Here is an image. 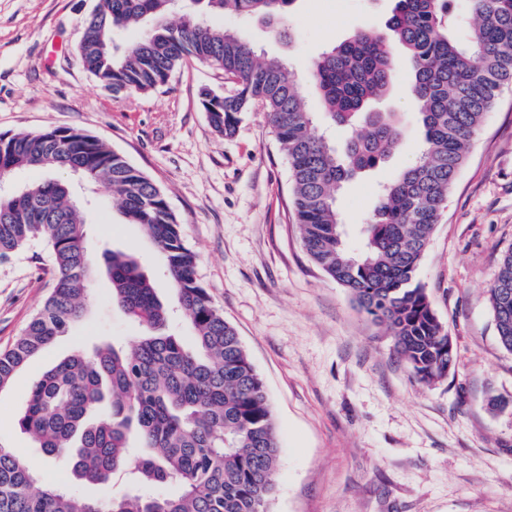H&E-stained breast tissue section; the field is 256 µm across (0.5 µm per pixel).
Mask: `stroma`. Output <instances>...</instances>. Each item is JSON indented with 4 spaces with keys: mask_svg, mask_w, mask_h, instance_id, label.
Masks as SVG:
<instances>
[{
    "mask_svg": "<svg viewBox=\"0 0 512 512\" xmlns=\"http://www.w3.org/2000/svg\"><path fill=\"white\" fill-rule=\"evenodd\" d=\"M395 0H295L282 24L294 42L240 16L220 22L268 58L288 61L312 111L311 61L362 27L383 29ZM95 0H0V134L73 128L119 151L165 192L197 257L196 274L237 330L268 390L279 464L267 512H512V353L497 338L487 290L512 248V87L504 88L449 194L417 278L460 355L455 374L419 383L390 336L307 256L291 205L288 161L265 112L235 135L209 125L199 102L228 92L221 73L193 62L160 91L116 101L77 58L79 26ZM377 110L398 113L404 145L351 182L341 201L357 247L380 183L412 165L422 133L402 89ZM89 211L97 249H132L162 271L142 229L104 189ZM40 242L0 261V351L53 289ZM140 329L96 275L85 320L58 336L0 391V445L36 458L18 426L30 385L61 358ZM505 401L491 408L490 399Z\"/></svg>",
    "mask_w": 512,
    "mask_h": 512,
    "instance_id": "stroma-1",
    "label": "stroma"
}]
</instances>
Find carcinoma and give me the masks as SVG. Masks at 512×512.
Here are the masks:
<instances>
[{
	"mask_svg": "<svg viewBox=\"0 0 512 512\" xmlns=\"http://www.w3.org/2000/svg\"><path fill=\"white\" fill-rule=\"evenodd\" d=\"M295 0H97L81 23L79 61L116 101L155 92L188 62L234 80L236 93L203 106L214 132L231 137L254 106L267 112L288 160L303 248L358 307L392 337L416 379L434 385L456 370L458 353L416 275L474 137L501 87L512 84V0H466L465 28L449 0H395L383 31L361 29L327 46L310 65L322 112L310 111L293 71L264 59L210 16L257 17L282 38L279 20ZM147 24L123 49L120 31ZM404 52L405 91L423 133L419 159L382 185L361 246L346 244L338 202L345 185L385 164L402 143L394 112L372 101L388 94ZM353 130L336 153L327 130ZM50 168L103 186L139 225L164 268L171 294L131 252L101 254L112 302L141 328L129 346L111 342L69 355L33 383L20 430L44 461L78 480L136 490L89 498L37 486L34 464L0 445V512H265L279 458L268 394L234 326L195 275L196 255L160 187L103 141L76 129L0 135V176ZM82 201L61 179L27 183L0 197V261L41 241L52 293L12 348L0 353V391L26 364L80 322L97 270ZM501 345L512 352V249L488 289ZM179 313L194 330L187 346L169 325ZM169 487V494L153 489Z\"/></svg>",
	"mask_w": 512,
	"mask_h": 512,
	"instance_id": "carcinoma-1",
	"label": "carcinoma"
}]
</instances>
